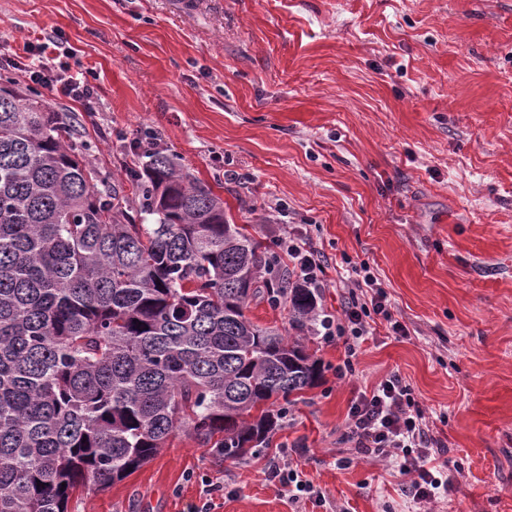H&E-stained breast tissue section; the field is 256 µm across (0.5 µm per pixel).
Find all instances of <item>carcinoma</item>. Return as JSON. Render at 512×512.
Wrapping results in <instances>:
<instances>
[{"label":"carcinoma","instance_id":"carcinoma-1","mask_svg":"<svg viewBox=\"0 0 512 512\" xmlns=\"http://www.w3.org/2000/svg\"><path fill=\"white\" fill-rule=\"evenodd\" d=\"M45 103L0 98V512H68L178 431L223 458L266 442L318 384L319 310L281 258L163 152L123 186ZM288 301L291 339L247 315Z\"/></svg>","mask_w":512,"mask_h":512}]
</instances>
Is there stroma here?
I'll list each match as a JSON object with an SVG mask.
<instances>
[{
  "label": "stroma",
  "mask_w": 512,
  "mask_h": 512,
  "mask_svg": "<svg viewBox=\"0 0 512 512\" xmlns=\"http://www.w3.org/2000/svg\"><path fill=\"white\" fill-rule=\"evenodd\" d=\"M52 31L47 64L92 71L96 97L38 93L92 168L128 184L156 131L230 222L368 263L407 328L378 327L343 379V341L315 337L321 383L246 457L179 432L69 512H512V0H0V55ZM391 372L461 467L428 503L346 439L351 400ZM281 453L322 499L268 477Z\"/></svg>",
  "instance_id": "stroma-1"
}]
</instances>
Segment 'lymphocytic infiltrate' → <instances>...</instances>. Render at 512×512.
<instances>
[{
	"mask_svg": "<svg viewBox=\"0 0 512 512\" xmlns=\"http://www.w3.org/2000/svg\"><path fill=\"white\" fill-rule=\"evenodd\" d=\"M55 43V35L49 34L41 43L27 46L28 62L13 61V68L21 69L27 80L51 90L56 97L91 103L95 91L89 80L68 75L66 66L53 69L44 63L46 51ZM276 243L302 286L316 290L328 286L330 264L324 253L307 247L292 234L278 235ZM346 272L353 287L342 311L325 316L320 328L321 336L341 339L346 344L345 358L336 370L341 378L355 374L359 348L373 334L375 325H384L395 336L406 333L370 265H350ZM347 437L358 454L392 461L409 475L408 491L415 502L431 501L447 490L443 472L434 464L442 445L430 435L412 387L399 374H389L352 401L347 414Z\"/></svg>",
	"mask_w": 512,
	"mask_h": 512,
	"instance_id": "1",
	"label": "lymphocytic infiltrate"
}]
</instances>
